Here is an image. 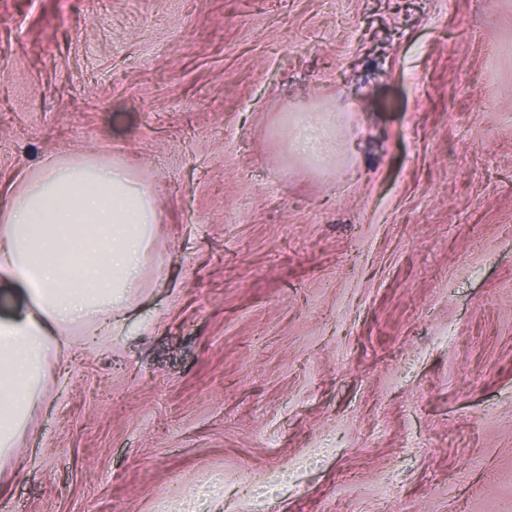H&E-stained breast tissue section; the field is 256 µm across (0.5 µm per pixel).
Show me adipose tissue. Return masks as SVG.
<instances>
[{
	"label": "adipose tissue",
	"instance_id": "obj_1",
	"mask_svg": "<svg viewBox=\"0 0 512 512\" xmlns=\"http://www.w3.org/2000/svg\"><path fill=\"white\" fill-rule=\"evenodd\" d=\"M310 110L318 136L306 142L297 132L288 149L330 156L336 119L353 107ZM160 219L151 185L120 163L77 154L45 156L0 210V278L26 298L0 320V467L43 395L50 357L87 349L123 324Z\"/></svg>",
	"mask_w": 512,
	"mask_h": 512
}]
</instances>
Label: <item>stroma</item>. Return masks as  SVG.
<instances>
[{
    "instance_id": "1",
    "label": "stroma",
    "mask_w": 512,
    "mask_h": 512,
    "mask_svg": "<svg viewBox=\"0 0 512 512\" xmlns=\"http://www.w3.org/2000/svg\"><path fill=\"white\" fill-rule=\"evenodd\" d=\"M339 99L349 151L289 153ZM69 151L161 221L0 512H512V0H0V205ZM206 505L208 512H224V487L214 484L206 497L205 502L200 506L196 498L189 496L183 503L182 512H194Z\"/></svg>"
}]
</instances>
